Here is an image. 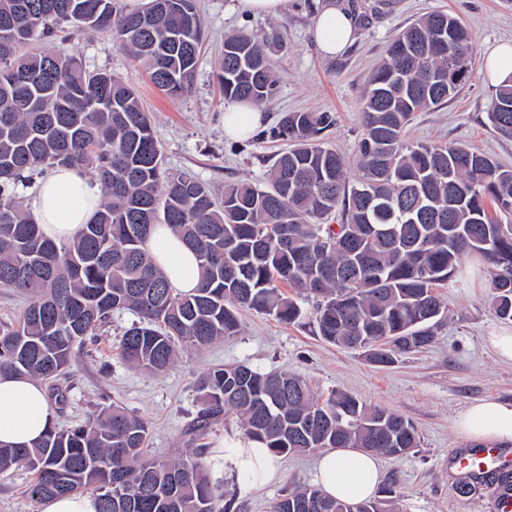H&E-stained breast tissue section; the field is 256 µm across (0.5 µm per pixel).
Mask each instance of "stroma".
<instances>
[{
	"label": "stroma",
	"mask_w": 512,
	"mask_h": 512,
	"mask_svg": "<svg viewBox=\"0 0 512 512\" xmlns=\"http://www.w3.org/2000/svg\"><path fill=\"white\" fill-rule=\"evenodd\" d=\"M348 2L358 18L355 40L341 55L328 57L311 35L320 0H288L276 17L230 11L229 0H196L204 40L194 86L177 97L156 88L110 33L82 34L67 42L66 49L87 70L115 73L138 89L173 171L191 173L214 188L242 180L264 184L272 157L289 147L287 141L269 134L280 116L330 112L335 124L324 132L323 140L346 158L354 179L359 175L356 152L367 79L411 22L443 10L471 32L476 60L461 92L442 109L416 113L405 139L414 144H464L512 168V137L494 132L488 120L496 85L484 66L494 46L512 40V0ZM238 31L259 37L274 32L284 43L283 49L272 52L278 93L261 107L264 126L246 138L225 135V100L216 79L224 38ZM436 293L446 316L435 325L432 343L387 367L317 336L316 302L311 298L300 299L303 315L293 325L241 309L236 336L200 351H180L175 364L161 373L135 369L120 359L117 346L137 317L128 311L113 314L56 379L66 401L55 405L54 423L64 429L109 405H120L147 422L149 455L169 460L194 447L205 449L208 459L217 462L214 475L224 482L232 512H270L283 496L316 486L318 453L280 456V477L252 489L224 460L225 439L246 437L237 414L227 411L199 438L193 437L190 427L199 409L196 382L211 369L242 364L261 372H286L304 379L316 395L340 390L413 422L420 437L418 448L397 459L381 460L384 482L396 485L394 512H498L496 483H484L468 495L456 489L460 476L453 458L466 442L456 433L454 420L478 400L512 402V364L501 361L487 342L494 331L512 330V323L496 316L478 257H466L460 273L437 286ZM32 481V473L21 466L0 472V512H41L40 500L28 493Z\"/></svg>",
	"instance_id": "stroma-1"
}]
</instances>
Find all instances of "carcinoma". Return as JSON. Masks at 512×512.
<instances>
[{"label": "carcinoma", "mask_w": 512, "mask_h": 512, "mask_svg": "<svg viewBox=\"0 0 512 512\" xmlns=\"http://www.w3.org/2000/svg\"><path fill=\"white\" fill-rule=\"evenodd\" d=\"M110 32L170 95L194 82L203 27L194 0H0V286L31 297L14 327L0 330V373L54 380L100 325L120 311L138 321L119 344L127 364L164 372L178 347L203 349L239 331L238 308L285 324L301 318L297 296L318 298L316 333L365 349L390 366L428 346L445 312L434 288L463 258L487 266L496 315L512 321V168L463 144H408L416 112L448 103L474 64L458 19L433 11L395 39L362 104L356 181L324 146L329 112H287L271 134L293 142L273 158L268 186L224 185L217 193L166 167L151 113L138 92L107 71H87L36 42ZM271 33L224 40L217 80L224 98L267 104L277 92ZM494 130L512 136V75L500 84ZM56 166L90 171L103 195L72 239L47 238L17 187ZM336 215L337 223L325 220ZM168 225L196 255L199 284L172 288L146 249ZM22 265L33 276L15 277ZM296 290L292 296L282 285ZM203 434L227 410L276 455L365 448L388 457L418 447L414 424L345 392L322 399L300 377L226 365L197 382ZM149 429L120 406L83 424L51 428L32 447L0 446V471L34 473L29 494L91 489L98 512H228L223 483L203 452L149 457ZM394 485L348 503L318 488L294 491L273 512H391Z\"/></svg>", "instance_id": "carcinoma-1"}]
</instances>
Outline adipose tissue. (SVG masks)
<instances>
[{"label":"adipose tissue","mask_w":512,"mask_h":512,"mask_svg":"<svg viewBox=\"0 0 512 512\" xmlns=\"http://www.w3.org/2000/svg\"><path fill=\"white\" fill-rule=\"evenodd\" d=\"M355 19L343 0H325L313 20L314 41L324 55L341 53L353 40ZM102 199L100 184L77 168L56 167L40 180L31 214L46 237L66 241L93 219ZM147 249L156 265L178 291L188 293L198 284L193 251L169 227L155 226ZM54 423L45 389L34 378L0 374V444L29 447ZM456 432L474 445L512 446V402L481 400L470 404L454 422ZM224 456L244 483L260 487L279 475L274 456L256 440L230 441ZM319 485L332 498L357 502L373 497L382 481L375 453L358 449L322 452Z\"/></svg>","instance_id":"ef3b65f1"}]
</instances>
